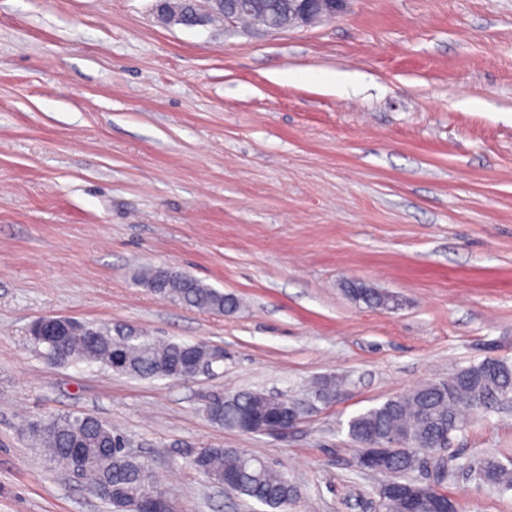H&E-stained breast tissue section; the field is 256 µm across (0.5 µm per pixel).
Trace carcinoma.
Wrapping results in <instances>:
<instances>
[{
  "label": "carcinoma",
  "instance_id": "obj_1",
  "mask_svg": "<svg viewBox=\"0 0 512 512\" xmlns=\"http://www.w3.org/2000/svg\"><path fill=\"white\" fill-rule=\"evenodd\" d=\"M290 3L292 0H260L261 8L278 20L287 16ZM137 281L159 297L187 308L224 315L238 307L232 297L189 274L166 267H148ZM29 341L43 349L44 356L55 357L57 363L81 359L143 380L176 378L174 370L189 349L204 361L215 353V348L202 343L160 340L142 333L132 337L119 332L114 336L110 328L87 323L83 324V331L61 340L31 336ZM260 395L262 392L250 390L220 395L207 413L214 423L236 429L241 415L260 404ZM510 396L512 365L500 359L495 371L487 372L481 361L351 417L348 435L360 451L368 435L399 441L392 448L387 472L395 481L413 485L411 474L418 466L414 456L427 451L440 457L452 434L462 428L464 414H481ZM28 432L34 444L44 449L61 470L75 465L72 449H83L88 489L111 505L112 512H138L135 503L143 488L158 498L166 496L146 462L120 451L125 436L93 416L68 414L31 420ZM189 464L210 482L226 473L237 474L234 492L273 510L284 508L298 495L285 472L267 464L262 457L237 449L204 448L191 456ZM479 476L493 487L512 488V470L494 458L482 462Z\"/></svg>",
  "mask_w": 512,
  "mask_h": 512
}]
</instances>
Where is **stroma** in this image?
Masks as SVG:
<instances>
[{
  "instance_id": "35a3bbf8",
  "label": "stroma",
  "mask_w": 512,
  "mask_h": 512,
  "mask_svg": "<svg viewBox=\"0 0 512 512\" xmlns=\"http://www.w3.org/2000/svg\"><path fill=\"white\" fill-rule=\"evenodd\" d=\"M146 265L240 308L160 299L133 282ZM44 316L224 359L153 381L54 364L28 340ZM489 357L512 362V0H351L278 32L0 0V512H111L25 429L68 413L122 432L179 512H267L189 466L211 445L286 472L287 512H383L348 420ZM239 390L304 412L285 435L213 423L208 397ZM487 457L512 467V408L453 434L458 512H512ZM480 479L493 487L512 488V470L494 458L484 459L479 468Z\"/></svg>"
}]
</instances>
